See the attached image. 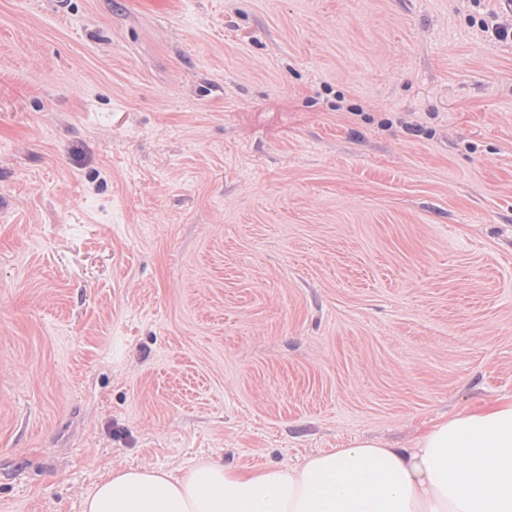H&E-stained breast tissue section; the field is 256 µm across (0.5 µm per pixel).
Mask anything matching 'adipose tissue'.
Here are the masks:
<instances>
[{"label":"adipose tissue","instance_id":"obj_1","mask_svg":"<svg viewBox=\"0 0 512 512\" xmlns=\"http://www.w3.org/2000/svg\"><path fill=\"white\" fill-rule=\"evenodd\" d=\"M83 512H512V402L434 424L412 447L375 441L299 466L243 473L201 461L182 475L114 469Z\"/></svg>","mask_w":512,"mask_h":512}]
</instances>
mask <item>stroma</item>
Here are the masks:
<instances>
[{"label":"stroma","mask_w":512,"mask_h":512,"mask_svg":"<svg viewBox=\"0 0 512 512\" xmlns=\"http://www.w3.org/2000/svg\"><path fill=\"white\" fill-rule=\"evenodd\" d=\"M499 0H0V512L512 400Z\"/></svg>","instance_id":"35a3bbf8"}]
</instances>
